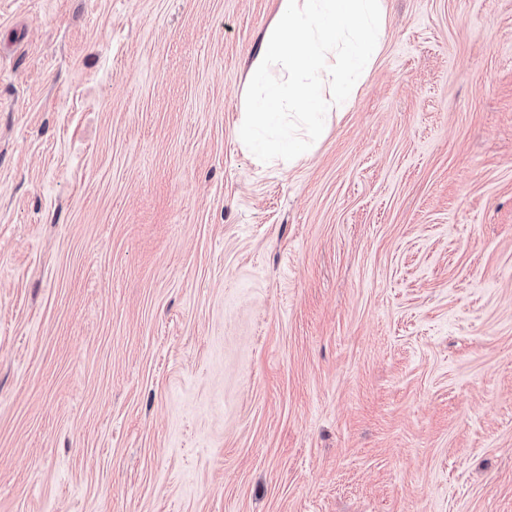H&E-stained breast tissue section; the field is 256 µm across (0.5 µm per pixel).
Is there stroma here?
Listing matches in <instances>:
<instances>
[{"mask_svg": "<svg viewBox=\"0 0 512 512\" xmlns=\"http://www.w3.org/2000/svg\"><path fill=\"white\" fill-rule=\"evenodd\" d=\"M260 165L279 0H0V512H512V0H383Z\"/></svg>", "mask_w": 512, "mask_h": 512, "instance_id": "obj_1", "label": "stroma"}]
</instances>
